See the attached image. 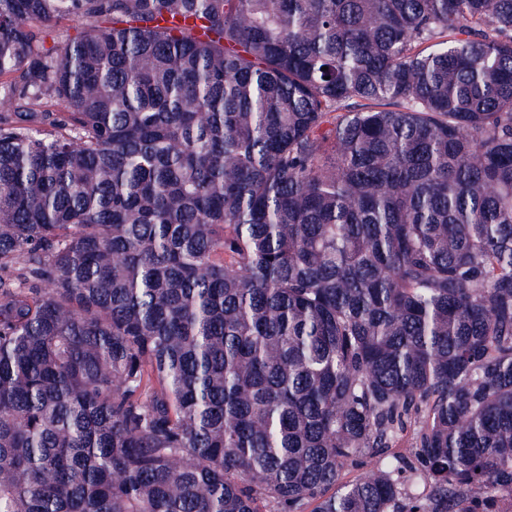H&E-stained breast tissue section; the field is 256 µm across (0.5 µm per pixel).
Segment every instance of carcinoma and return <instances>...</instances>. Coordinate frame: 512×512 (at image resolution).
I'll list each match as a JSON object with an SVG mask.
<instances>
[{"instance_id": "obj_1", "label": "carcinoma", "mask_w": 512, "mask_h": 512, "mask_svg": "<svg viewBox=\"0 0 512 512\" xmlns=\"http://www.w3.org/2000/svg\"><path fill=\"white\" fill-rule=\"evenodd\" d=\"M0 101V512H503L512 0H0ZM46 46L50 47L55 41H62L67 36L74 37L82 31V26L73 21H61L51 26L45 27Z\"/></svg>"}]
</instances>
